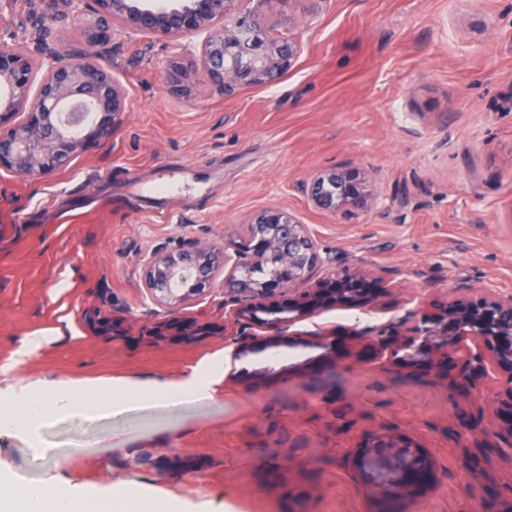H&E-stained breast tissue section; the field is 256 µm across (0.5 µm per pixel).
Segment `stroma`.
Masks as SVG:
<instances>
[{
	"label": "stroma",
	"instance_id": "35a3bbf8",
	"mask_svg": "<svg viewBox=\"0 0 512 512\" xmlns=\"http://www.w3.org/2000/svg\"><path fill=\"white\" fill-rule=\"evenodd\" d=\"M238 8L295 42L277 81L228 94L209 78L202 36L117 29L93 53L125 91L121 123L50 174L0 169V390L178 384L219 363L212 398L57 416L0 437V470L26 483L58 473L125 482L210 512H512V444L488 429L503 375L486 368L471 389L457 370L415 374L362 350L457 289L512 293V0ZM88 20L74 7L47 14L41 0H0V43L43 72L62 62L44 46L81 47ZM331 167L364 172L371 206L316 209L302 186ZM167 171L180 177L177 196L150 190ZM264 207L307 225L326 270L381 275L382 307L292 324L301 337L336 329L333 348L301 340L236 361L238 333L258 330L247 319L192 345L151 336L175 311L220 328L233 304L218 280L171 310L143 288V256L188 238L240 239ZM94 318L119 329L95 333ZM40 334L49 343L21 355ZM374 435L418 442L435 488L401 506L372 492L352 459Z\"/></svg>",
	"mask_w": 512,
	"mask_h": 512
}]
</instances>
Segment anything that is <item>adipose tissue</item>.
<instances>
[{"instance_id": "obj_1", "label": "adipose tissue", "mask_w": 512, "mask_h": 512, "mask_svg": "<svg viewBox=\"0 0 512 512\" xmlns=\"http://www.w3.org/2000/svg\"><path fill=\"white\" fill-rule=\"evenodd\" d=\"M218 371V366H211L178 385L154 380L131 386L118 381L106 396L70 385L38 392H11L0 399V435L32 430L57 415L92 418L105 412L119 413L132 400L168 403L208 399ZM99 500L105 501L109 512H189L188 503L177 496H159L122 483L99 490L56 475L43 483L24 484L0 473V512H71L75 504Z\"/></svg>"}]
</instances>
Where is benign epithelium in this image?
<instances>
[{"mask_svg":"<svg viewBox=\"0 0 512 512\" xmlns=\"http://www.w3.org/2000/svg\"><path fill=\"white\" fill-rule=\"evenodd\" d=\"M237 0H92L96 26L84 49L70 62L43 75L31 57L0 46V168L28 176L48 174L106 138L125 112V92L91 50L112 38L116 27L165 37L205 34L201 54L212 80L230 92L241 85L261 86L291 68L297 47L268 37L254 15L235 9ZM313 205L329 214L368 207L364 173L353 168L316 172L306 186ZM323 259L307 225L285 209L254 212L246 238L218 247L198 239L173 249L160 248L144 260L142 283L170 306L202 294L219 271L224 293L236 308L235 320L259 311L276 318L260 323L263 336H246L232 353L236 361L257 343L277 349L294 339L293 318L334 306L382 305L383 278L366 271L318 275ZM214 326L197 319L172 318L152 333L194 343ZM481 341L492 363L505 374L495 434L512 440V295L483 294L450 299L438 312L373 344L376 356L436 373L448 372L456 356ZM365 483L386 498L411 500L436 481L432 459L410 441L393 436L368 438L353 460Z\"/></svg>","mask_w":512,"mask_h":512,"instance_id":"obj_1","label":"benign epithelium"}]
</instances>
